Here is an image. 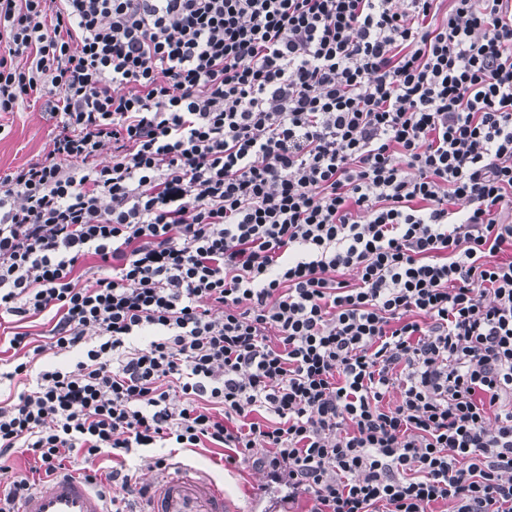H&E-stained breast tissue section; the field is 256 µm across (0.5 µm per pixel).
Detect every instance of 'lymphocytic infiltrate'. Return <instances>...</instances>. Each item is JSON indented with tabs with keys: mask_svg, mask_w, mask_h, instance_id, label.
<instances>
[{
	"mask_svg": "<svg viewBox=\"0 0 512 512\" xmlns=\"http://www.w3.org/2000/svg\"><path fill=\"white\" fill-rule=\"evenodd\" d=\"M35 94L0 512L101 459L129 512L133 449L208 444L308 512H512V0H0Z\"/></svg>",
	"mask_w": 512,
	"mask_h": 512,
	"instance_id": "1",
	"label": "lymphocytic infiltrate"
}]
</instances>
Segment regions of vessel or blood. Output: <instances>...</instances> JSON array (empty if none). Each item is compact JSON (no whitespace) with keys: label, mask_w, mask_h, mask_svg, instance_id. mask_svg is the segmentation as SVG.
Masks as SVG:
<instances>
[{"label":"vessel or blood","mask_w":512,"mask_h":512,"mask_svg":"<svg viewBox=\"0 0 512 512\" xmlns=\"http://www.w3.org/2000/svg\"><path fill=\"white\" fill-rule=\"evenodd\" d=\"M21 512H107L104 497L76 476H61L24 501ZM148 512H236L207 475L188 467L164 474Z\"/></svg>","instance_id":"obj_1"}]
</instances>
